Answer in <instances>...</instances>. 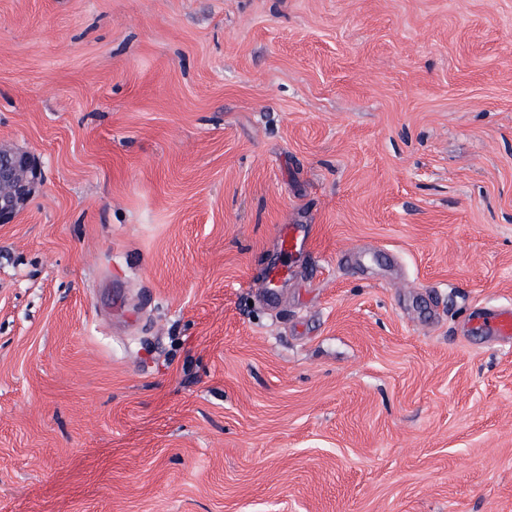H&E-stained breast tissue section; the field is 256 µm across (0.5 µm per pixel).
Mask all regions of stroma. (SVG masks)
Segmentation results:
<instances>
[{
	"instance_id": "35a3bbf8",
	"label": "stroma",
	"mask_w": 512,
	"mask_h": 512,
	"mask_svg": "<svg viewBox=\"0 0 512 512\" xmlns=\"http://www.w3.org/2000/svg\"><path fill=\"white\" fill-rule=\"evenodd\" d=\"M0 143V512H512V0H0ZM41 180V170L29 154L0 146V224L15 222Z\"/></svg>"
}]
</instances>
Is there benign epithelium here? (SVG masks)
Segmentation results:
<instances>
[{"label": "benign epithelium", "instance_id": "7a95c632", "mask_svg": "<svg viewBox=\"0 0 512 512\" xmlns=\"http://www.w3.org/2000/svg\"><path fill=\"white\" fill-rule=\"evenodd\" d=\"M41 180V170L29 154L0 146V224L15 222Z\"/></svg>", "mask_w": 512, "mask_h": 512}]
</instances>
